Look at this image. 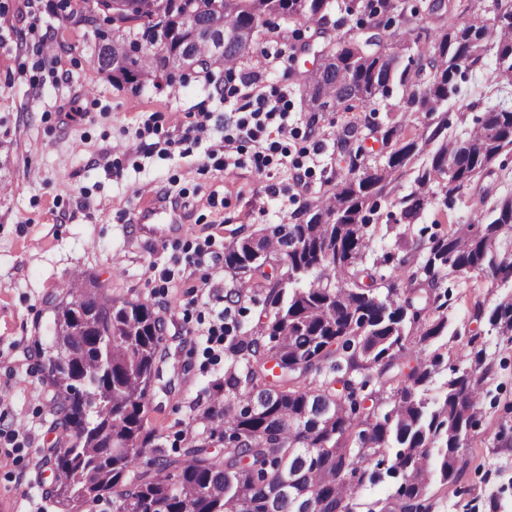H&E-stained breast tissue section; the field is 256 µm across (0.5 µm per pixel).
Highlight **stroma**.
<instances>
[{
    "label": "stroma",
    "mask_w": 512,
    "mask_h": 512,
    "mask_svg": "<svg viewBox=\"0 0 512 512\" xmlns=\"http://www.w3.org/2000/svg\"><path fill=\"white\" fill-rule=\"evenodd\" d=\"M55 0H0V499L13 512H61L47 490L44 462L58 432L53 387L38 351L56 336L52 301L75 273L105 283L113 298L141 300L163 317L165 339L145 407L149 448L182 456L207 426L205 412L224 403V373L244 369L231 337L260 336L262 288L242 287L224 266V250L298 212L329 188L337 170L334 143L350 122L387 124L389 112H308L298 90L314 56L300 52L307 23L263 32L254 50L220 85L202 70L187 72L179 96L168 87L134 92L113 84L91 60L94 37L58 20ZM496 67L486 54L469 69L448 107L449 139L464 138L474 120L512 108V86L490 92ZM281 95L285 115L253 142L226 141L252 90ZM205 121L203 132L190 126ZM512 194V152L489 177L436 198L413 224H393L390 201L370 220L372 249L390 273L406 237L422 251L430 234L472 222L482 208ZM157 207L158 231L143 232L144 200ZM448 336L425 345L442 363L427 386L439 399L459 351L491 367L466 443L458 481L432 483L430 512H512V333L473 318L512 292L486 272L448 276ZM238 291L237 302L226 295Z\"/></svg>",
    "instance_id": "35a3bbf8"
}]
</instances>
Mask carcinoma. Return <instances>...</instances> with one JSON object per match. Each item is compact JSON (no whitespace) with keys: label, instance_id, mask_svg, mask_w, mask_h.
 <instances>
[{"label":"carcinoma","instance_id":"1","mask_svg":"<svg viewBox=\"0 0 512 512\" xmlns=\"http://www.w3.org/2000/svg\"><path fill=\"white\" fill-rule=\"evenodd\" d=\"M57 0L59 17L84 25L98 39L93 63L105 70L126 60L133 78H112L136 92L140 76L164 79L170 92L181 84L159 51L137 41L176 15L194 11L197 24L216 23L224 33L217 52L206 38L174 35L169 51L188 66L231 73L250 52L245 35L257 36L272 20L315 24L307 47L327 51L326 62L300 86L314 112H363L392 87L401 89L405 112L433 117L411 136L398 124L369 127L381 143L367 161L353 149L356 124L336 139L340 169L327 193L302 206L297 221L271 224L260 237H243L224 251V267L260 273L270 316L261 336L232 343L246 360L245 379L235 368L224 376L227 400L205 414L209 435L185 458L156 455L143 462L144 412L163 343L164 319L142 301L115 300L96 281L79 292L72 275L56 297L54 314L72 306L91 312V331L112 337L103 349L79 333L43 351L42 371L59 390L55 426L63 430L46 462L66 482L48 491L64 507L80 497L96 502L112 494L114 512H354L358 490L381 482L395 466L415 468L445 486L466 466L460 435L475 420L460 421L459 407L476 410L489 368L449 366L440 401L421 394L436 361L409 351L413 339L430 343L448 332L442 277L491 272L512 280V260L500 252V234L512 228V197L497 199L489 217L429 237L417 270L404 285L399 276L368 272L370 215L378 200L413 176L409 193L392 202L395 224H412L437 194L453 197L491 172L512 149V110L491 109L463 140H448V102L466 79L464 61L495 53L494 82L512 86V5L507 0H428L431 22L421 26L408 0H368L369 12L340 32L328 22L331 0H178L171 16L159 15L163 0H112V28L100 16ZM392 39L422 43L405 67L384 60L386 31ZM425 41H420V32ZM512 327V295L488 316ZM330 364L334 376L317 382L310 373ZM481 374H471L473 368ZM246 385H241V382ZM224 439V456L209 451L212 436ZM437 459L435 468L425 460ZM397 465H392V462ZM429 486L399 484L387 503L400 512H428Z\"/></svg>","mask_w":512,"mask_h":512}]
</instances>
